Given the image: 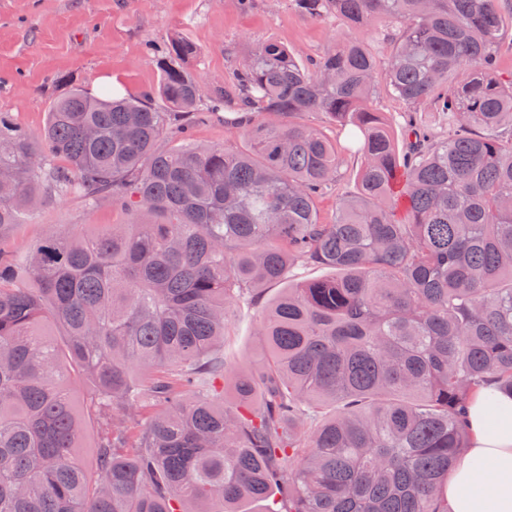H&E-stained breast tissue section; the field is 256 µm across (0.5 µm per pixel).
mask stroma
<instances>
[{
    "mask_svg": "<svg viewBox=\"0 0 512 512\" xmlns=\"http://www.w3.org/2000/svg\"><path fill=\"white\" fill-rule=\"evenodd\" d=\"M339 19L312 18L292 0H0V113L31 132L42 131L51 103L66 85L94 92L102 78L120 94L154 95L160 82L153 55L180 35L197 48L187 72L209 89H223L253 43L274 38L300 56L316 55L342 33ZM132 213L102 202L87 209L75 197L44 202L16 225L0 252L22 258L47 233H94L102 224L133 223ZM259 304L239 303L228 314L224 360L237 368L259 367Z\"/></svg>",
    "mask_w": 512,
    "mask_h": 512,
    "instance_id": "obj_1",
    "label": "stroma"
}]
</instances>
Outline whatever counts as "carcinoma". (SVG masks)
<instances>
[{"label":"carcinoma","instance_id":"carcinoma-1","mask_svg":"<svg viewBox=\"0 0 512 512\" xmlns=\"http://www.w3.org/2000/svg\"><path fill=\"white\" fill-rule=\"evenodd\" d=\"M294 5L346 32L305 59L264 40L211 92L176 35L156 59L167 112L74 89L38 135L0 116V235L53 196L140 216L0 255V512H448L472 395L493 377L512 396V3ZM381 19L384 59L351 35ZM382 90L407 108L402 152ZM203 100L245 147L190 138ZM304 113L359 130L357 194L336 193L342 147ZM295 266L343 275L266 306L265 370L230 412L229 308ZM74 375L94 384L92 470Z\"/></svg>","mask_w":512,"mask_h":512}]
</instances>
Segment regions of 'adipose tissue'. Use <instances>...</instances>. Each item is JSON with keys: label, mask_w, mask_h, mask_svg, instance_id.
<instances>
[{"label": "adipose tissue", "mask_w": 512, "mask_h": 512, "mask_svg": "<svg viewBox=\"0 0 512 512\" xmlns=\"http://www.w3.org/2000/svg\"><path fill=\"white\" fill-rule=\"evenodd\" d=\"M498 417L489 431V417ZM469 446L448 475L450 512H512V397L495 383L476 393L464 419Z\"/></svg>", "instance_id": "obj_1"}]
</instances>
